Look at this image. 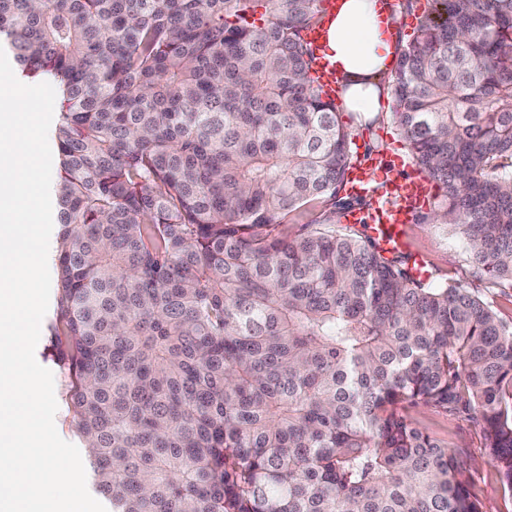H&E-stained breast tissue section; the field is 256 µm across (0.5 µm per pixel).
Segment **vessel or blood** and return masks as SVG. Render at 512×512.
<instances>
[{
  "mask_svg": "<svg viewBox=\"0 0 512 512\" xmlns=\"http://www.w3.org/2000/svg\"><path fill=\"white\" fill-rule=\"evenodd\" d=\"M306 40L317 54L314 79L325 96L335 97L336 75L323 57L325 35L322 27L309 29ZM351 188L357 192L376 189L380 199L372 212L367 215L351 213L350 223L366 222L371 235L378 238L384 250L390 253L404 251L407 243L403 229L409 224L412 214L426 200L425 178L400 177L395 166H358L351 174Z\"/></svg>",
  "mask_w": 512,
  "mask_h": 512,
  "instance_id": "obj_1",
  "label": "vessel or blood"
}]
</instances>
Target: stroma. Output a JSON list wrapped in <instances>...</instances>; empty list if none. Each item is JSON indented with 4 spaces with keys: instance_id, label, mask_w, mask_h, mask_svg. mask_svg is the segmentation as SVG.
I'll return each mask as SVG.
<instances>
[{
    "instance_id": "stroma-1",
    "label": "stroma",
    "mask_w": 512,
    "mask_h": 512,
    "mask_svg": "<svg viewBox=\"0 0 512 512\" xmlns=\"http://www.w3.org/2000/svg\"><path fill=\"white\" fill-rule=\"evenodd\" d=\"M343 125L351 127L354 134L353 158L357 161L374 160L386 163L401 156L406 160L401 175L415 174L416 166L407 158V148L393 112L370 114L366 126H355L353 117L341 113ZM332 209L329 199L313 198L288 215L279 217L278 230L283 235L295 237L305 232L307 225L325 223ZM409 259L423 260L432 282L454 280L484 302L490 304L507 321L512 320V288L487 279L469 262L465 240L457 229L448 224H408ZM60 309L57 300H50L48 311L41 324V336L35 350L37 362L49 369L54 376L55 397L58 410L56 429L65 441L77 443L68 411V381L60 368L58 327ZM411 418L426 429L435 439L457 446L467 463L471 491L477 497L483 512H512V496L505 494L499 477L489 461L483 446L479 427L466 421H453L447 415L429 407L410 408Z\"/></svg>"
}]
</instances>
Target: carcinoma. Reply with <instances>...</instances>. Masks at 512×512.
Listing matches in <instances>:
<instances>
[{
	"label": "carcinoma",
	"mask_w": 512,
	"mask_h": 512,
	"mask_svg": "<svg viewBox=\"0 0 512 512\" xmlns=\"http://www.w3.org/2000/svg\"><path fill=\"white\" fill-rule=\"evenodd\" d=\"M320 0H0V48L63 102L56 288L68 408L110 512H482L448 445L478 425L512 494V324L346 212L352 133L310 73ZM395 117L472 264L512 286V0H431ZM328 198H313L302 206L292 210L286 216H280L276 224V232H281L288 239L306 231V224H326V217L332 210Z\"/></svg>",
	"instance_id": "1"
}]
</instances>
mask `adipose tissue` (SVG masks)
Returning <instances> with one entry per match:
<instances>
[{"instance_id":"adipose-tissue-1","label":"adipose tissue","mask_w":512,"mask_h":512,"mask_svg":"<svg viewBox=\"0 0 512 512\" xmlns=\"http://www.w3.org/2000/svg\"><path fill=\"white\" fill-rule=\"evenodd\" d=\"M325 29V58L336 74L343 108L379 111L398 53L386 0H340Z\"/></svg>"}]
</instances>
